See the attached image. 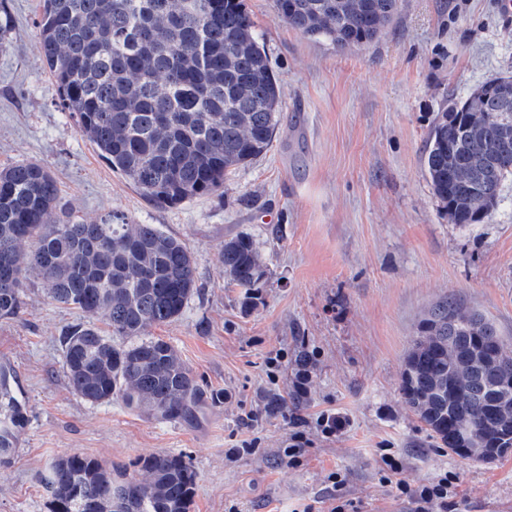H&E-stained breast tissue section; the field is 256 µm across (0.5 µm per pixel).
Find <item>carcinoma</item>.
<instances>
[{
    "label": "carcinoma",
    "instance_id": "cac0c4a2",
    "mask_svg": "<svg viewBox=\"0 0 512 512\" xmlns=\"http://www.w3.org/2000/svg\"><path fill=\"white\" fill-rule=\"evenodd\" d=\"M40 0V50L59 104L112 171L158 207L224 189L270 149L281 88L243 0ZM401 0H274L278 17L338 49L377 41ZM424 172L455 224L492 216L512 179V72L436 113ZM227 285L255 299L263 260L253 240L224 241ZM88 318L62 333L70 388L92 404L115 399L161 421L191 420L203 400L191 369L150 328L177 320L198 292L194 257L178 237L122 214L71 216L44 164L0 169V319L18 317L24 280ZM408 406L456 455L492 462L512 452V349L495 324L452 301L435 305L406 356ZM28 424L13 367L0 363V465ZM147 478L73 453L41 474L48 512H189L196 472L181 455L140 461Z\"/></svg>",
    "mask_w": 512,
    "mask_h": 512
}]
</instances>
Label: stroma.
I'll return each mask as SVG.
<instances>
[{"mask_svg": "<svg viewBox=\"0 0 512 512\" xmlns=\"http://www.w3.org/2000/svg\"><path fill=\"white\" fill-rule=\"evenodd\" d=\"M284 93L279 130L256 163L223 190L172 208L148 201L98 156L63 112L40 53L39 0H5L0 48V168L38 161L82 221L122 213L183 240L198 293L180 318L152 328L195 375L193 420L156 421L121 402L90 404L62 368L61 329L80 320L47 298L37 276L20 317L0 319V360L16 370L29 423L0 467V512H47L38 475L78 453L143 478L141 458L182 455L197 486L190 512H329L330 473L362 512H409L380 483L383 449L403 478H459L456 512H512V453L491 463L460 458L410 411L405 357L427 310L448 299L492 321L512 348V181L492 217L449 222L423 169L436 112L512 71V12L503 0H404L372 44L338 49L278 18L273 0H244ZM248 234L264 256L257 301L219 270L225 239ZM280 357L277 381L266 361ZM347 421L335 437L314 416ZM310 440L308 461L279 455L291 434ZM258 439L251 455L241 441Z\"/></svg>", "mask_w": 512, "mask_h": 512, "instance_id": "1", "label": "stroma"}]
</instances>
